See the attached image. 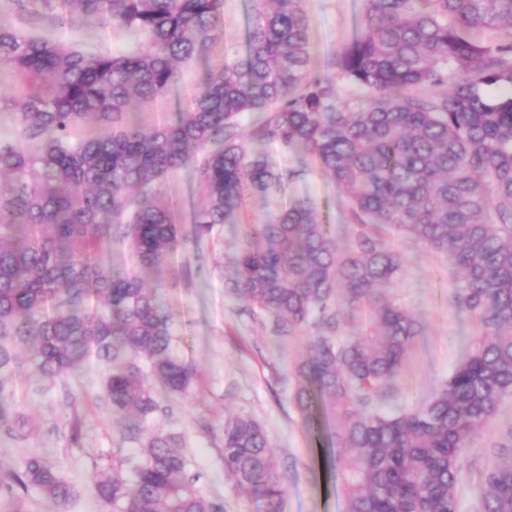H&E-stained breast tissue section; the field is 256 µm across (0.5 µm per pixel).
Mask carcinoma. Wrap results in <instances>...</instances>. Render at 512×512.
<instances>
[{"instance_id": "1", "label": "carcinoma", "mask_w": 512, "mask_h": 512, "mask_svg": "<svg viewBox=\"0 0 512 512\" xmlns=\"http://www.w3.org/2000/svg\"><path fill=\"white\" fill-rule=\"evenodd\" d=\"M12 2L21 13L75 9L145 43L83 54L0 25V68L26 84L19 134L0 138V422L16 349L45 385L93 354L108 370L113 418L142 448L97 472L98 498L111 512H223L195 489L169 436L142 435L161 409L152 383L184 395L194 381L144 281L187 246L163 183L191 171L198 244L254 193L283 194L305 173L274 167L266 148H301L347 205L351 245L339 246L314 203L293 201L277 222L248 226L224 288L268 316L283 343L316 331L292 401L308 425L323 407L336 446L356 449L349 512H459L460 461L512 396V0H365L332 62L365 94L356 108L310 74L302 0H254L246 54L206 67L199 92L157 127L128 120L130 104L171 92L176 64L214 39L224 0ZM244 113L255 115L247 130ZM393 234L448 258L454 303L481 336L427 403L387 415L379 405L422 332L389 298L404 268ZM115 245L130 265L106 262ZM346 307L362 316L352 337L340 335ZM224 469L238 486L262 483L266 512H283L277 460L252 418L224 424ZM0 486L4 512H22L32 489L59 507L71 495L62 471L35 456ZM480 499L481 512H512L511 449L483 472Z\"/></svg>"}]
</instances>
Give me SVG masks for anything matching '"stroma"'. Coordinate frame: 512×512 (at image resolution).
<instances>
[{"mask_svg": "<svg viewBox=\"0 0 512 512\" xmlns=\"http://www.w3.org/2000/svg\"><path fill=\"white\" fill-rule=\"evenodd\" d=\"M251 0H224L222 33L204 55L212 65L244 53ZM312 75L336 83V98L355 103L358 94L332 65L336 54L358 30L364 0H304ZM0 23L26 34L55 40L83 52L121 53L131 47L130 34L82 23L78 14L64 19L28 21L17 16L9 0H0ZM180 81L172 96L135 107V120L145 126L168 121L175 101H188L199 90V68L179 66ZM291 185L287 196H253L248 207L224 224L219 236L201 249L178 252L168 268L151 276L154 294L169 314L175 331L174 352L196 372L187 396L162 395L166 413L150 418L146 431L174 436L187 460V475L202 495L222 503L224 512H265L263 499L237 487L224 469L225 422L248 416L263 428L278 463L286 490L284 512H347L341 460L347 449L337 447L334 423L319 415L307 426L294 409L290 383L296 366L306 358L312 333L281 345L259 325L247 301L229 293L224 275L232 271L248 225L276 221L289 201L308 198L318 203L325 223L333 225L341 244L353 232L346 205L333 181L316 161ZM405 259L404 271L391 290L396 303L422 324L384 405L394 414L428 400L464 359L481 332L476 320L450 303L457 278L447 260L414 241L392 238ZM106 368L95 357L80 361L55 386L35 383L28 364H20L12 380V413L23 414L30 432L18 435L0 427V479L32 456L57 466L73 491L66 508H58L38 492L24 498V512H109L93 486L96 471L112 462L138 455V444L123 439L112 419L104 383ZM512 429V397L473 437L459 471L460 512H479V466L492 464L505 431Z\"/></svg>", "mask_w": 512, "mask_h": 512, "instance_id": "1", "label": "stroma"}]
</instances>
